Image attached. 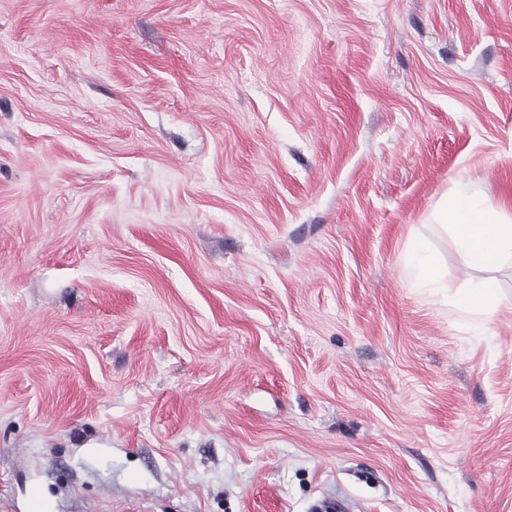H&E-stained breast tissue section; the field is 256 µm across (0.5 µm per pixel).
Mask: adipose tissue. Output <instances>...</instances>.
Masks as SVG:
<instances>
[{
  "instance_id": "1",
  "label": "adipose tissue",
  "mask_w": 512,
  "mask_h": 512,
  "mask_svg": "<svg viewBox=\"0 0 512 512\" xmlns=\"http://www.w3.org/2000/svg\"><path fill=\"white\" fill-rule=\"evenodd\" d=\"M437 219L450 229L466 268L483 270L512 258V218L502 209L486 204L467 182H457ZM497 296L496 281L482 278L460 290L454 300L464 312L482 316L494 311Z\"/></svg>"
}]
</instances>
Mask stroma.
<instances>
[{
  "label": "stroma",
  "instance_id": "35a3bbf8",
  "mask_svg": "<svg viewBox=\"0 0 512 512\" xmlns=\"http://www.w3.org/2000/svg\"><path fill=\"white\" fill-rule=\"evenodd\" d=\"M460 180L512 215V0H0V512H512ZM413 277L424 287L435 292L446 290L443 277L435 265L430 247L425 240H417L410 260ZM497 296V282L492 278H482L472 281L468 288L460 290L454 301L464 312L482 316L494 311Z\"/></svg>",
  "mask_w": 512,
  "mask_h": 512
}]
</instances>
